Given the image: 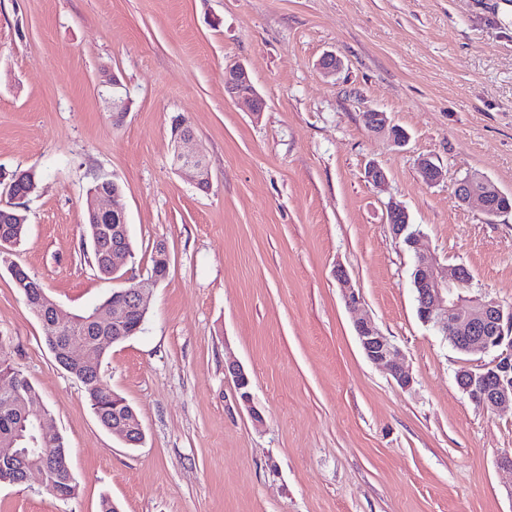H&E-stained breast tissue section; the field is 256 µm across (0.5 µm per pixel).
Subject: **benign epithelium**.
<instances>
[{"label":"benign epithelium","instance_id":"obj_1","mask_svg":"<svg viewBox=\"0 0 512 512\" xmlns=\"http://www.w3.org/2000/svg\"><path fill=\"white\" fill-rule=\"evenodd\" d=\"M112 86V118L120 119L126 110V102L120 95V83L112 78L106 81ZM224 90L233 100H245L251 111L262 112L266 102L256 91L247 68L240 62L224 67ZM368 128L376 133L385 132L393 144L401 143L395 136L394 126L385 113L374 111ZM193 139V133L178 126L174 135L173 158L175 167L192 174L198 189L210 188L207 165L202 151H186L183 145ZM89 212L99 220H110L115 224L114 232L124 234L123 224L127 223L124 211L119 207L103 205L121 195L119 188L89 191ZM458 200L468 205L479 202L482 212L492 211L491 195L473 191L468 181L461 179L456 185ZM387 218L396 238L408 235L406 245L414 249L416 255L415 287L418 291L419 312L423 323L432 326L443 336L458 345L459 351L466 355L497 352L491 363L482 364L476 369L463 367L456 373L459 388L476 405L494 410L508 402L512 403V306H504L495 298L470 299L461 293L469 285L470 277L466 267L450 266L446 272L439 271L427 256L425 236L420 231L409 230V215L398 205H389ZM160 282V278L151 277L135 285L112 290V303L99 308L92 320L101 328L109 327L114 331H128L135 334L143 325L146 314L147 293ZM355 332L366 357L373 363L385 366L399 385L409 387L413 383L412 373L399 361L396 345L372 322L367 320L355 323ZM70 356L80 360L89 371L99 369V359L78 342L68 346ZM227 374L231 377L239 401L247 410L250 418L257 424L263 417L254 405L251 393V381L243 366L235 361L227 364Z\"/></svg>","mask_w":512,"mask_h":512}]
</instances>
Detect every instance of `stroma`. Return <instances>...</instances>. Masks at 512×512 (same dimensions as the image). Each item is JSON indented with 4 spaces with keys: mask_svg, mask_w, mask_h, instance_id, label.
Here are the masks:
<instances>
[{
    "mask_svg": "<svg viewBox=\"0 0 512 512\" xmlns=\"http://www.w3.org/2000/svg\"><path fill=\"white\" fill-rule=\"evenodd\" d=\"M328 52L344 62L333 76L316 66ZM231 61L261 114L226 96ZM105 71L128 101L118 122ZM369 109L404 146L367 128ZM179 120L209 191L172 165ZM29 169L10 258L60 318L113 288L83 250L98 178L122 187L128 277L147 276L160 241L170 266L141 333L100 362L139 416L131 447L97 422L0 263V336L80 488L63 501L34 478L1 484L0 512H99L105 495L120 512H512V407L459 389L467 358L418 318L414 254L386 222L400 203L437 265L469 269L468 295L512 305V212L490 220L454 194L472 173L512 194V0H0V175ZM359 319L390 336L411 387L366 358ZM232 359L262 425L236 403Z\"/></svg>",
    "mask_w": 512,
    "mask_h": 512,
    "instance_id": "1",
    "label": "stroma"
}]
</instances>
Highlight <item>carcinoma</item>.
I'll return each instance as SVG.
<instances>
[{"label":"carcinoma","instance_id":"1","mask_svg":"<svg viewBox=\"0 0 512 512\" xmlns=\"http://www.w3.org/2000/svg\"><path fill=\"white\" fill-rule=\"evenodd\" d=\"M37 187V176L33 171H22L15 174L12 191L16 195L29 196ZM84 236L88 238L95 268L106 279L104 273L112 256V250L121 247L134 254L132 237L118 239L112 233V225L96 224L91 214H86L83 225ZM27 233L26 213L16 209L0 207V248H11L20 244ZM11 278L14 287L24 300H35L45 293L43 285L15 262L10 263ZM91 314H78L75 321L60 336H47L45 341L54 350L60 347L62 340H77L94 350L97 355L105 353L106 345L112 343L114 333H100ZM83 386L86 398L97 421L104 428L112 426L115 421L122 422L129 432L136 431L138 415L125 406H116L112 400L115 391L103 379L84 369L77 361L63 366ZM35 396L31 382L11 363L6 343L0 336V447L16 448L17 462L13 465L0 463V483L15 484L28 469L44 471L45 480L54 490V496L73 499L78 495L79 486L71 479L72 473L68 464L69 448L62 437L49 442L38 440L37 418L28 412L27 402Z\"/></svg>","mask_w":512,"mask_h":512}]
</instances>
